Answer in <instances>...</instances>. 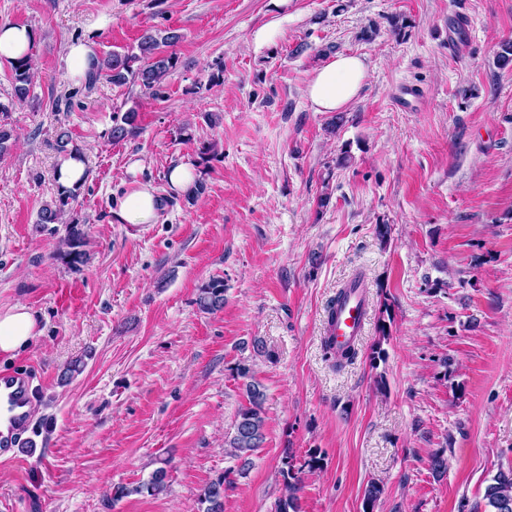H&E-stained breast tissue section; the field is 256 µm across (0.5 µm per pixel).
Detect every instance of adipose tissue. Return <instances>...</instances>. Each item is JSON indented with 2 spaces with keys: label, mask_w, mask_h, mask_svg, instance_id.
Masks as SVG:
<instances>
[{
  "label": "adipose tissue",
  "mask_w": 512,
  "mask_h": 512,
  "mask_svg": "<svg viewBox=\"0 0 512 512\" xmlns=\"http://www.w3.org/2000/svg\"><path fill=\"white\" fill-rule=\"evenodd\" d=\"M368 77L362 56L339 54L316 69L306 85V96L316 112L346 109L360 94ZM163 201L152 187L140 185L127 191L119 201L117 215L126 224L157 223ZM38 331V319L25 305L0 310V353L11 354L31 343Z\"/></svg>",
  "instance_id": "1"
}]
</instances>
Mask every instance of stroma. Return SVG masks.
I'll return each mask as SVG.
<instances>
[{"label": "stroma", "mask_w": 512, "mask_h": 512, "mask_svg": "<svg viewBox=\"0 0 512 512\" xmlns=\"http://www.w3.org/2000/svg\"><path fill=\"white\" fill-rule=\"evenodd\" d=\"M1 23L32 30L37 78L18 101L0 65L16 137L0 154V309L26 305L42 333L0 369L42 390L38 452L0 460V512H202L219 479L224 512H274L284 453L313 449L300 512H486L485 485L512 468V64L497 61L512 0H0ZM150 27L181 36L159 92L69 81V42L134 54ZM343 53L365 58L366 84L345 111H313V70ZM129 110L137 135L112 142ZM61 129L89 171L67 214L87 230L77 267L57 253L64 225L37 226ZM186 159L205 185L191 202L167 178ZM134 182L162 198L158 223L117 217ZM358 274L368 319L338 369L327 308ZM213 278L224 306L208 313L195 299ZM245 357L266 400L243 471L224 441ZM160 468L158 494L113 499Z\"/></svg>", "instance_id": "stroma-1"}]
</instances>
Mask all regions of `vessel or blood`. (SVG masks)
<instances>
[{"label": "vessel or blood", "instance_id": "1", "mask_svg": "<svg viewBox=\"0 0 512 512\" xmlns=\"http://www.w3.org/2000/svg\"><path fill=\"white\" fill-rule=\"evenodd\" d=\"M336 309L327 321L325 334L336 350L355 347L368 316V295L362 278H353ZM33 390L27 376L16 372H0V458L11 449L35 447L34 439L25 431L30 422Z\"/></svg>", "mask_w": 512, "mask_h": 512}]
</instances>
